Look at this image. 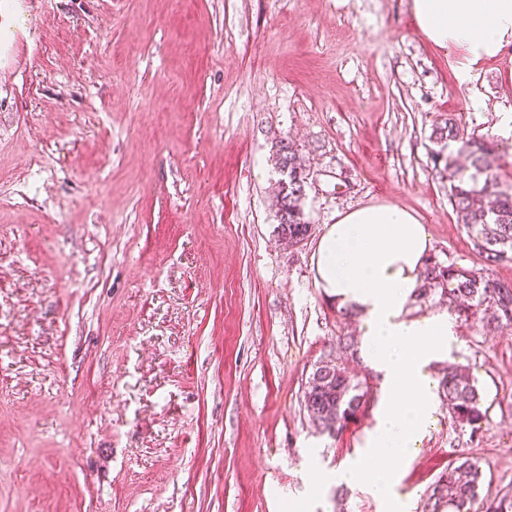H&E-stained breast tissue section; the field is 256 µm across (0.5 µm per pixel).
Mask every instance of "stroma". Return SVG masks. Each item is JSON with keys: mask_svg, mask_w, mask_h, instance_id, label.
Segmentation results:
<instances>
[{"mask_svg": "<svg viewBox=\"0 0 512 512\" xmlns=\"http://www.w3.org/2000/svg\"><path fill=\"white\" fill-rule=\"evenodd\" d=\"M0 42V512H389L337 478L382 396L340 438L303 409L357 318L314 285L338 214L415 213L444 264L486 266L448 201L433 131L491 136L512 113V46L462 70L409 0H11ZM298 149L309 236L280 241L275 141ZM449 360L478 426L439 403L397 460L427 512L459 458L512 491V327L456 318ZM441 386L454 422L475 425L484 418L482 395L474 379L457 367H448L442 376Z\"/></svg>", "mask_w": 512, "mask_h": 512, "instance_id": "35a3bbf8", "label": "stroma"}]
</instances>
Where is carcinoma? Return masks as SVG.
Masks as SVG:
<instances>
[{
  "instance_id": "carcinoma-1",
  "label": "carcinoma",
  "mask_w": 512,
  "mask_h": 512,
  "mask_svg": "<svg viewBox=\"0 0 512 512\" xmlns=\"http://www.w3.org/2000/svg\"><path fill=\"white\" fill-rule=\"evenodd\" d=\"M436 140L448 143V155L436 154L448 171V200L457 220L472 232L474 251L488 264L512 259V159L490 138L467 137L453 119L435 130ZM465 157L466 164L459 162ZM275 165L288 170V188L276 196L277 237L298 244L308 237L301 203L306 196V179L297 163V149L286 139L276 144ZM469 320L489 314L500 327L512 326V289L480 271L444 265L432 259L421 275L413 303L422 304L431 296ZM441 386L453 421L474 425L485 416L482 395L474 379L456 367H449ZM370 380L350 375L340 364L318 363L304 392L303 409L317 430L331 437L343 432L365 412ZM484 484L479 462L462 457L432 487L428 512H464L477 500Z\"/></svg>"
}]
</instances>
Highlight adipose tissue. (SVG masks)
Instances as JSON below:
<instances>
[{"label":"adipose tissue","instance_id":"ef3b65f1","mask_svg":"<svg viewBox=\"0 0 512 512\" xmlns=\"http://www.w3.org/2000/svg\"><path fill=\"white\" fill-rule=\"evenodd\" d=\"M419 32L440 49H455L474 65L512 45V0H410ZM432 250L421 220L393 204H372L339 215L321 234L312 264L314 284L337 307L355 310L371 368L386 384L375 425L346 472L370 476L381 494L397 480L380 459L420 442L438 405L427 365L447 359L454 321L434 309L414 316L409 303Z\"/></svg>","mask_w":512,"mask_h":512}]
</instances>
